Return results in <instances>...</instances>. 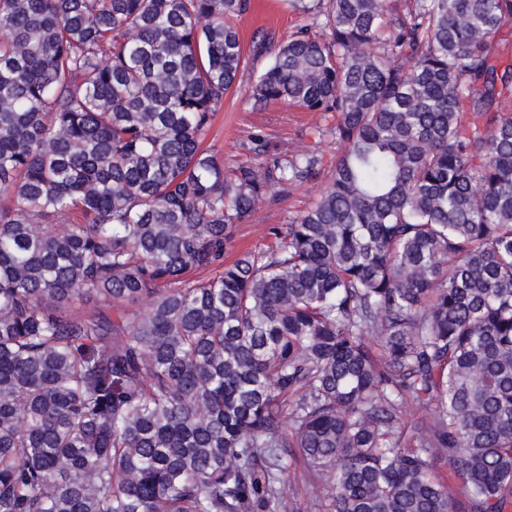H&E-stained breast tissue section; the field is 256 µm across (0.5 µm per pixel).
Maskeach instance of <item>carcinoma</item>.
Returning a JSON list of instances; mask_svg holds the SVG:
<instances>
[{
    "mask_svg": "<svg viewBox=\"0 0 512 512\" xmlns=\"http://www.w3.org/2000/svg\"><path fill=\"white\" fill-rule=\"evenodd\" d=\"M257 107L331 113L312 149L207 145L250 0H0V512H325L512 500V0H290ZM433 407L406 440L403 408ZM280 478L277 488L288 499L292 512H325L329 490L326 481L309 476L300 464L289 459L288 470Z\"/></svg>",
    "mask_w": 512,
    "mask_h": 512,
    "instance_id": "obj_1",
    "label": "carcinoma"
}]
</instances>
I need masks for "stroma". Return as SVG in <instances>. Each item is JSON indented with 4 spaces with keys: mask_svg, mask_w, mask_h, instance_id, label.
<instances>
[{
    "mask_svg": "<svg viewBox=\"0 0 512 512\" xmlns=\"http://www.w3.org/2000/svg\"><path fill=\"white\" fill-rule=\"evenodd\" d=\"M300 18L288 5V0H251L249 12L239 23L244 46H251L256 32L264 31L274 42H283L293 32ZM267 58H247L240 74L239 86L224 99L209 134L208 142L224 159L225 166L256 162L251 139L262 135L268 142L269 156L287 157L312 146L319 147L324 163H331L337 145L329 139H319L316 127L332 124L331 115L308 112L284 104L254 108L245 90L253 73L267 65ZM323 179L306 182L278 201L263 205L238 229L239 249L261 250L272 241L273 226L287 223L298 216L318 197ZM280 491L293 512H324L329 486L326 481L309 476L297 463L289 464L281 476Z\"/></svg>",
    "mask_w": 512,
    "mask_h": 512,
    "instance_id": "35a3bbf8",
    "label": "stroma"
}]
</instances>
